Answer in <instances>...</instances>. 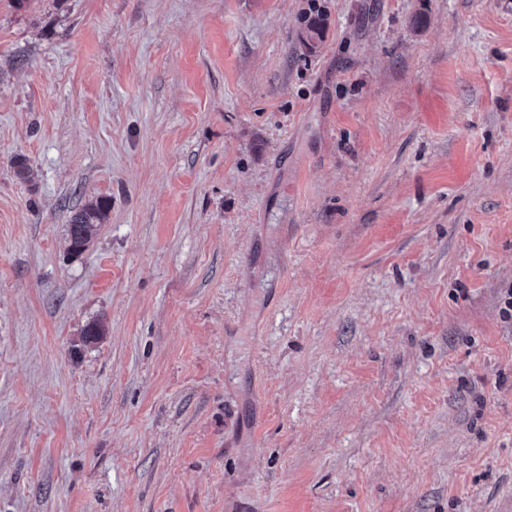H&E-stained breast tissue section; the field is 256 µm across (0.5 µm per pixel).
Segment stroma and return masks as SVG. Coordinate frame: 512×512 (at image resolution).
Listing matches in <instances>:
<instances>
[{
	"label": "stroma",
	"instance_id": "stroma-1",
	"mask_svg": "<svg viewBox=\"0 0 512 512\" xmlns=\"http://www.w3.org/2000/svg\"><path fill=\"white\" fill-rule=\"evenodd\" d=\"M510 288L512 0H0V512H512ZM324 31L325 19L322 15L309 17L298 37L301 49L306 53H312L322 40ZM107 205L102 201L90 203L75 213L69 224V250L81 253L90 242L92 236L103 224Z\"/></svg>",
	"mask_w": 512,
	"mask_h": 512
}]
</instances>
